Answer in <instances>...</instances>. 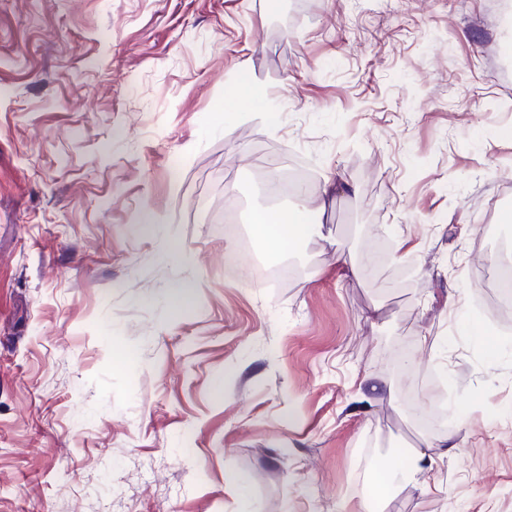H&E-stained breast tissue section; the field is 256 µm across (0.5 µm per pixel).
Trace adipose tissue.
Here are the masks:
<instances>
[{
	"label": "adipose tissue",
	"instance_id": "1",
	"mask_svg": "<svg viewBox=\"0 0 512 512\" xmlns=\"http://www.w3.org/2000/svg\"><path fill=\"white\" fill-rule=\"evenodd\" d=\"M314 230L312 212L304 204L259 211L251 221L253 235L274 251L299 249ZM437 478L436 463L426 458L424 453H402L396 456L392 464L383 467L381 485L390 491L414 483L428 486L436 483Z\"/></svg>",
	"mask_w": 512,
	"mask_h": 512
}]
</instances>
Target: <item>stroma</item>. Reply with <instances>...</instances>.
Returning a JSON list of instances; mask_svg holds the SVG:
<instances>
[{"label":"stroma","instance_id":"35a3bbf8","mask_svg":"<svg viewBox=\"0 0 512 512\" xmlns=\"http://www.w3.org/2000/svg\"><path fill=\"white\" fill-rule=\"evenodd\" d=\"M294 164L320 231L275 254ZM510 209L512 0H0V512H336L398 448L441 481L373 512H512ZM491 248L495 251L500 262L493 268L487 270L486 288H492L495 293V304L498 301L499 288H512V256H511V242L510 240L494 238L491 241ZM508 271L507 278L504 277L505 272Z\"/></svg>","mask_w":512,"mask_h":512}]
</instances>
